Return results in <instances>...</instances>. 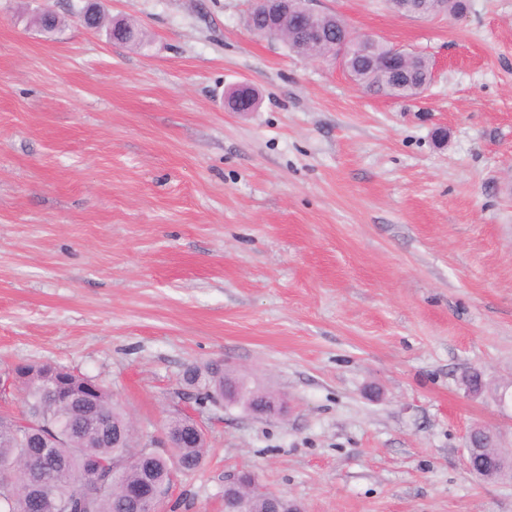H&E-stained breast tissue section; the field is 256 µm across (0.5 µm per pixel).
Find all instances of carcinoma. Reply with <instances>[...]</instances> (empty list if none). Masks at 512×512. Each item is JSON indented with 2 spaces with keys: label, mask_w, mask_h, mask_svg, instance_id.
<instances>
[{
  "label": "carcinoma",
  "mask_w": 512,
  "mask_h": 512,
  "mask_svg": "<svg viewBox=\"0 0 512 512\" xmlns=\"http://www.w3.org/2000/svg\"><path fill=\"white\" fill-rule=\"evenodd\" d=\"M399 13L415 5L430 14L456 15L467 9L466 0H388ZM109 38L135 42L137 31L111 25ZM350 36L345 68L364 91L391 98H413L424 90L423 76L430 60L423 56L418 67L404 74L387 66L393 45L375 42L366 52L360 36ZM15 380L24 411L18 417L0 414V512H146V504L169 496L170 470L196 471L207 455L205 437L178 441L189 417L175 416L165 423V433L174 447L166 454H154L141 443L124 407L112 398L101 381H92L60 365L25 363L16 367ZM186 384L198 388L195 400L214 405L224 400V370L209 367L203 372L190 366L183 373ZM98 460L102 468L99 484L82 491L85 456ZM129 486L139 489L141 498H124Z\"/></svg>",
  "instance_id": "1"
}]
</instances>
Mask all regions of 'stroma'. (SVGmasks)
<instances>
[{"instance_id":"35a3bbf8","label":"stroma","mask_w":512,"mask_h":512,"mask_svg":"<svg viewBox=\"0 0 512 512\" xmlns=\"http://www.w3.org/2000/svg\"><path fill=\"white\" fill-rule=\"evenodd\" d=\"M80 3L51 37L0 0V378L51 361L152 436L199 420L176 512L242 472L302 512H512L464 460L475 427L512 449V0H312L425 53L412 99L254 35L252 0H100L138 44ZM242 84L256 111L225 109ZM215 361L286 413L197 405L182 372ZM448 3L435 2V0H388L391 8L399 13H408L411 6L416 5L418 8L430 10L431 15L449 14L456 15L467 10L465 0H444Z\"/></svg>"}]
</instances>
